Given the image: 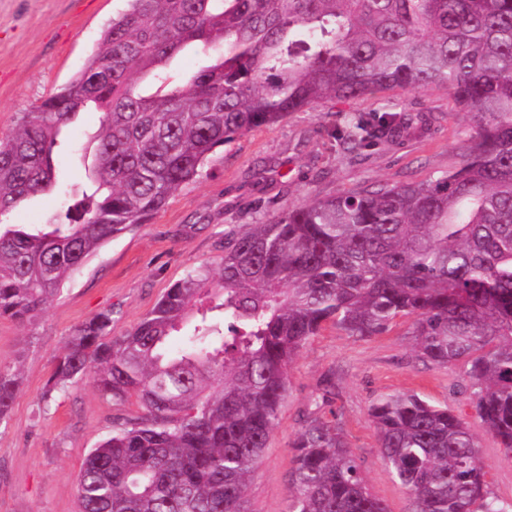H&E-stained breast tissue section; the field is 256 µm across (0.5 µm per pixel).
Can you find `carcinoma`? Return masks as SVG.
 I'll return each instance as SVG.
<instances>
[{
	"mask_svg": "<svg viewBox=\"0 0 512 512\" xmlns=\"http://www.w3.org/2000/svg\"><path fill=\"white\" fill-rule=\"evenodd\" d=\"M79 75L0 138V318L31 323L105 243L146 223L236 135L322 102L448 88L476 118L464 161L435 180L317 199L230 237L128 333L112 312L65 342L44 398L94 374L143 415L86 456L80 512H246L288 370L330 324L369 337L414 318L420 358L466 366L475 416L512 458V0H128ZM196 45L211 63L177 80ZM102 112L87 182L46 224L7 223L58 185L63 128ZM388 107L347 125L350 150L396 138ZM195 321L187 343L173 334ZM17 376L0 367V419ZM380 456L414 512H512L489 488L469 423L414 393L369 408ZM288 512H387L338 418L292 444Z\"/></svg>",
	"mask_w": 512,
	"mask_h": 512,
	"instance_id": "obj_1",
	"label": "carcinoma"
}]
</instances>
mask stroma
Masks as SVG:
<instances>
[{"instance_id":"1","label":"stroma","mask_w":512,"mask_h":512,"mask_svg":"<svg viewBox=\"0 0 512 512\" xmlns=\"http://www.w3.org/2000/svg\"><path fill=\"white\" fill-rule=\"evenodd\" d=\"M126 7V0H0V136L15 131L20 117L85 66L107 24ZM391 103L418 116L408 133L359 152L337 142L334 127ZM100 120V112L85 110L64 128L66 148L56 163L60 189L19 204L11 223L43 224L60 210L62 187L80 182ZM472 132L471 116L453 108L442 86L391 90L292 113L218 148L201 175L149 223L93 255L34 323L0 319V367L17 369L21 381L9 415L0 420V512H79L75 481L88 452L141 415L135 401L116 404L100 395L90 376L45 400L53 360L77 326L108 310L113 334H124L188 270L216 265L233 232L320 197L437 177L460 165ZM327 376L335 379L340 396L319 407L315 400ZM398 392L419 394L462 415L478 437L493 494L512 502V458L476 418L461 367L423 362L412 320L402 317L368 338L329 327L301 350L250 483L248 512H288L292 443L314 411L324 418L339 414L345 440L388 512H413L411 497L380 457L368 415L381 396Z\"/></svg>"}]
</instances>
